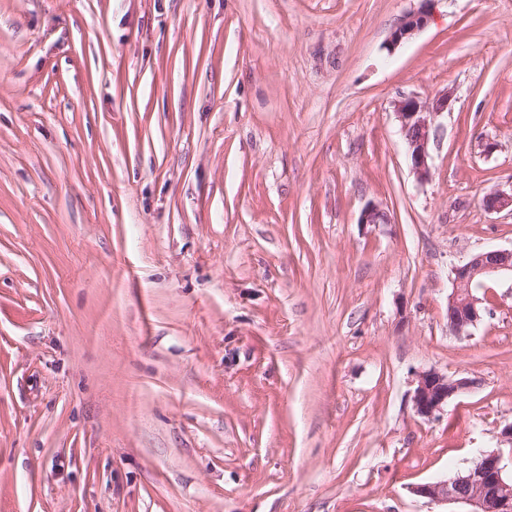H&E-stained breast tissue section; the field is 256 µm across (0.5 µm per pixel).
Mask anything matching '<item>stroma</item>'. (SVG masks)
I'll return each mask as SVG.
<instances>
[{"mask_svg": "<svg viewBox=\"0 0 512 512\" xmlns=\"http://www.w3.org/2000/svg\"><path fill=\"white\" fill-rule=\"evenodd\" d=\"M493 190L512 0H0V512H438L512 423V288L448 330ZM428 14L424 11L407 14L390 35V44L395 47L413 38L423 30L428 22ZM452 91L439 94L432 100L421 101L416 96L402 97L394 102V112L407 144L413 174L419 182H427L432 175L431 141L435 137L433 117L448 111ZM472 384L469 378H456L435 369L420 371L416 374L412 396L414 413L423 419L433 418L451 399L470 389Z\"/></svg>", "mask_w": 512, "mask_h": 512, "instance_id": "obj_1", "label": "stroma"}]
</instances>
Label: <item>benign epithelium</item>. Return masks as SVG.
I'll use <instances>...</instances> for the list:
<instances>
[{
	"label": "benign epithelium",
	"mask_w": 512,
	"mask_h": 512,
	"mask_svg": "<svg viewBox=\"0 0 512 512\" xmlns=\"http://www.w3.org/2000/svg\"><path fill=\"white\" fill-rule=\"evenodd\" d=\"M428 22L424 11L407 14L390 35L395 47L413 38ZM452 91L448 90L432 100L422 101L416 96L402 97L394 102V112L407 144L410 166L416 179L424 183L432 175L431 141L435 137L433 117L448 110ZM484 207L498 211L512 208V193H488ZM387 211L370 203L362 211L359 223L387 224ZM453 288L448 293V329L456 336L470 335V329L482 319L483 299L476 289L486 280L512 282V248L477 253L452 269ZM469 378H456L434 369L416 374L412 396L414 413L430 419L441 412L454 397L471 388ZM413 494L438 504L458 505L461 512H512V477L505 473L503 453L496 449L483 453L467 469L434 483L412 487Z\"/></svg>",
	"instance_id": "benign-epithelium-1"
}]
</instances>
